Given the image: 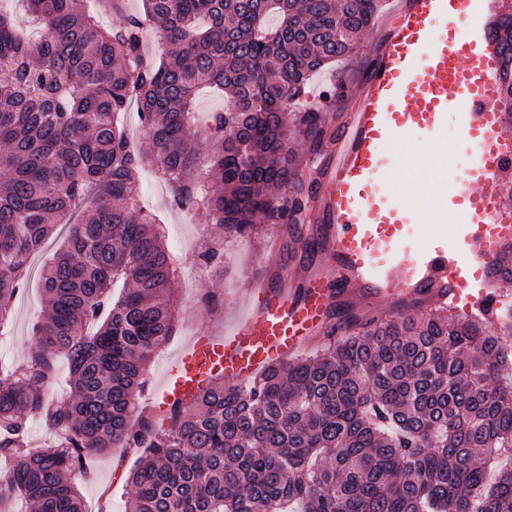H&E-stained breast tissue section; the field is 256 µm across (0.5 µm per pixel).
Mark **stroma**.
<instances>
[{"mask_svg":"<svg viewBox=\"0 0 512 512\" xmlns=\"http://www.w3.org/2000/svg\"><path fill=\"white\" fill-rule=\"evenodd\" d=\"M404 0H384L382 11L373 27L361 33L352 58L339 64L337 71L314 74L306 87L305 101L317 105L325 90L336 82L347 84L356 91L370 78L374 70L377 43L395 19ZM139 188L142 205L168 228L169 244L177 256L181 278L175 307L178 319L177 333L167 346L154 357L147 367L146 388L159 390L167 364L193 336L206 333L220 336L231 331L250 312L251 292L262 284H277L279 275H287L288 287L299 291L305 276L314 270L325 269L327 262L322 253L302 258L289 235L277 224H265L248 237H231L212 224L201 211L178 208L161 192L150 170L140 174ZM278 235L280 245L269 252L267 240ZM223 243L224 267L212 270L203 267L200 252L211 243ZM214 291L220 298L219 307L204 308L200 302L203 290ZM44 307V300L36 280H29L24 293L18 298L13 311L12 326L0 336V361L16 362L26 358L34 345L31 326ZM351 308L361 321L390 318L420 313L429 309V302L412 303L402 291H395L385 301H370L355 290L338 293L335 305L327 314L321 334L314 336L300 349L307 356L320 349L329 339L342 335L341 308ZM138 450L116 448L111 453L90 457L87 461L89 476L81 486L84 512H99L100 504H108V512H128L129 490L125 476L133 467Z\"/></svg>","mask_w":512,"mask_h":512,"instance_id":"1","label":"stroma"}]
</instances>
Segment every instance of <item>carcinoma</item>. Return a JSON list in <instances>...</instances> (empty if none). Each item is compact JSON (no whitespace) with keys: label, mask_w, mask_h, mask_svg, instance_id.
<instances>
[{"label":"carcinoma","mask_w":512,"mask_h":512,"mask_svg":"<svg viewBox=\"0 0 512 512\" xmlns=\"http://www.w3.org/2000/svg\"><path fill=\"white\" fill-rule=\"evenodd\" d=\"M28 4L37 42L0 13V330L31 257L58 227L69 235L41 272L35 348L0 368V512H83L85 459L133 446L129 512H512V469L487 471L512 453V382L501 338L472 315L437 307L367 327L350 316L343 338L248 385L219 379L160 422L133 414L148 362L176 333L178 269L139 203V171L236 236L295 227L305 188L288 142L327 145L323 112L299 106L306 82L352 57L383 0H142L115 29L84 0ZM149 23L157 60L143 51ZM488 41L512 112V3ZM203 88L224 109L202 155L189 139ZM132 104L140 147L117 125ZM487 277L512 282V244ZM60 355L66 399L51 396ZM34 417L52 445L30 446Z\"/></svg>","instance_id":"carcinoma-1"}]
</instances>
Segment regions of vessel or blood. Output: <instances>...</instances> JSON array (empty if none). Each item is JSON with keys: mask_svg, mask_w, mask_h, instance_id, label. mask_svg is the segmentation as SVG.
Here are the masks:
<instances>
[{"mask_svg": "<svg viewBox=\"0 0 512 512\" xmlns=\"http://www.w3.org/2000/svg\"><path fill=\"white\" fill-rule=\"evenodd\" d=\"M470 4L408 0L319 164L318 235L328 272L307 277L298 298L255 289L249 317L230 334L194 336L151 396L156 414L190 402L216 378L246 383L297 352L323 324L337 287L360 289L372 300L400 288L452 310L493 312L482 266L512 243L500 190L503 173L512 169V133L501 125L498 59L485 33L462 29ZM452 112L473 142L465 176L451 192L458 222L453 235L412 248L404 205L385 200L374 180L387 148L402 146L409 131L438 136Z\"/></svg>", "mask_w": 512, "mask_h": 512, "instance_id": "vessel-or-blood-1", "label": "vessel or blood"}]
</instances>
